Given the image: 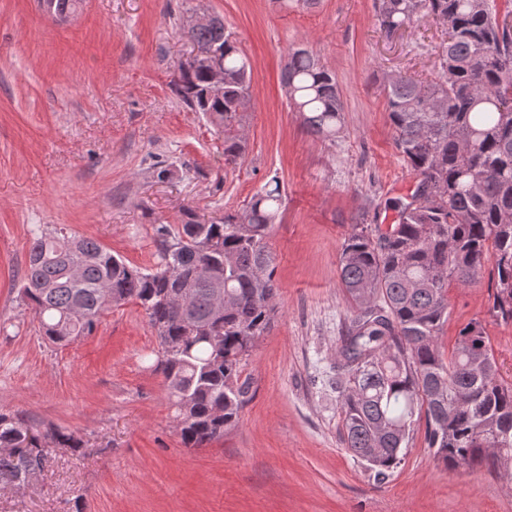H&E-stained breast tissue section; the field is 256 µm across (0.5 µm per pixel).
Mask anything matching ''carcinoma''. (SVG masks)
Here are the masks:
<instances>
[{
    "mask_svg": "<svg viewBox=\"0 0 512 512\" xmlns=\"http://www.w3.org/2000/svg\"><path fill=\"white\" fill-rule=\"evenodd\" d=\"M380 30L390 36L421 15L448 27L442 76L384 78L395 141L415 178L409 201L397 200L395 223L357 224L338 258L353 313L328 383L342 402L343 443L383 479L402 461L414 425L448 469L490 464L512 470V382L499 378L485 326L472 320L448 352V285L474 283L492 262L487 313L512 324V28L499 27L497 0H374ZM224 68V98L206 96L207 75L181 72L180 100L224 134V160L245 151L251 64L224 23L184 33ZM282 82L311 135L336 143L343 102L336 79L305 48L288 52ZM285 196L273 179L247 204L210 224L193 213L155 231L161 268L146 272L96 240L63 230L32 239L19 294L34 306L42 338L59 346L90 335L111 295L143 309L158 346L154 366L165 379L183 445L201 448L239 420L252 383L242 367L269 328L278 286L270 229ZM173 265L179 276L168 279ZM207 265L224 286L215 314ZM199 328L192 335L189 327ZM78 453L84 441L52 428L35 434L26 419L0 412V484L44 466V445ZM378 449L368 455V449ZM490 448H501L498 455Z\"/></svg>",
    "mask_w": 512,
    "mask_h": 512,
    "instance_id": "carcinoma-1",
    "label": "carcinoma"
}]
</instances>
